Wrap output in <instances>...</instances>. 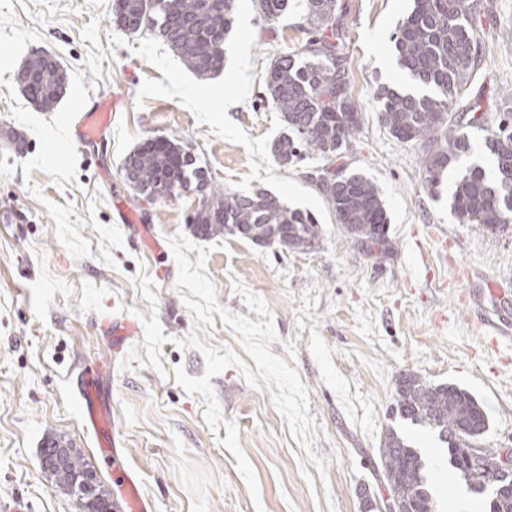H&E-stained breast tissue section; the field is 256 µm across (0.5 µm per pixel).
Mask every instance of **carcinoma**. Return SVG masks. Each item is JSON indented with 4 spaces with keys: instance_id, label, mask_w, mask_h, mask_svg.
<instances>
[{
    "instance_id": "1",
    "label": "carcinoma",
    "mask_w": 512,
    "mask_h": 512,
    "mask_svg": "<svg viewBox=\"0 0 512 512\" xmlns=\"http://www.w3.org/2000/svg\"><path fill=\"white\" fill-rule=\"evenodd\" d=\"M303 20L313 39L299 51L277 55L267 76V101L279 112L287 133L277 139L272 152L286 167L308 155L331 159L358 128V107L351 97L346 33L337 22V0H302ZM259 16L276 21L289 0H255ZM472 0H414L406 20L393 36L397 64L413 89L377 88L381 120L398 140L428 144L425 184L439 194L448 170L456 171L451 209L463 224L498 228L512 222V113H480L467 121L487 132L485 146L494 160V174L478 164L460 165L471 151L463 126L449 118V109L462 94L481 61ZM235 0H114L117 26L128 34H156L200 80L224 69V42L234 18ZM29 72L23 92L28 100L52 110L67 95L68 76L50 55H31L24 64ZM127 184L140 194L160 199L200 175L189 170L188 155L170 140L145 143L125 159ZM339 224H354L356 242L370 237L373 224H387L381 190L369 177L336 169V179L325 189ZM195 223L204 236L223 232L251 241H281L288 226L285 248L311 246L319 225L308 213L291 209L273 194L258 189L248 194L209 190L196 213ZM400 418L438 431L448 445L449 464L475 493L465 461L466 441L482 439L488 416L467 390L454 384H435L416 374L400 377L396 407ZM52 484L74 497L76 512H88L73 479L93 471L76 449H44ZM378 460L387 490L403 503L405 512H435L426 489L425 467L419 453L393 429H388ZM489 512H512V474L493 477Z\"/></svg>"
}]
</instances>
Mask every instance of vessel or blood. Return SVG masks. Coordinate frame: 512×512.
I'll return each instance as SVG.
<instances>
[{
	"mask_svg": "<svg viewBox=\"0 0 512 512\" xmlns=\"http://www.w3.org/2000/svg\"><path fill=\"white\" fill-rule=\"evenodd\" d=\"M120 96L90 94L81 102L77 114L66 121V137L69 143L81 147L100 139L110 128L112 114L120 107ZM100 336L113 349H122L125 342L135 336L134 322L120 320L110 314H101L96 323ZM109 377L102 367L83 370L76 380L81 417L86 429L96 437L104 457L114 462L112 468L113 512H156V505L140 489V476L125 465V448L111 422L112 405L106 389Z\"/></svg>",
	"mask_w": 512,
	"mask_h": 512,
	"instance_id": "1",
	"label": "vessel or blood"
}]
</instances>
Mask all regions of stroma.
Returning <instances> with one entry per match:
<instances>
[{"mask_svg": "<svg viewBox=\"0 0 512 512\" xmlns=\"http://www.w3.org/2000/svg\"><path fill=\"white\" fill-rule=\"evenodd\" d=\"M113 0H0V501L25 498L31 512H75L43 472L42 439L57 435L111 484L97 440L86 430L72 379L100 361L112 376L113 424L126 463L157 512H364L367 494L384 495L373 472L387 428L421 454L437 512H448V450L437 433L393 414L398 378L414 373L468 390L484 407L488 448H512V224H463L450 210L453 176L442 193L425 186L421 143L394 138L379 119L378 85L400 70L391 37L413 0H338L348 39L350 88L361 113L357 131L332 161L312 156L282 167L271 146L286 127L266 101V72L278 54L309 38L302 9L266 24L254 0H236L223 71L199 81L156 35L113 23ZM483 60L450 108L473 104L512 112V0H479ZM46 51L66 70V97L50 112L31 103L15 76ZM121 95L123 105L101 144L67 148L63 120L86 93ZM181 144L211 186L263 189L315 216L320 237L303 250L263 246L222 233L200 236L195 186L154 202L123 178L126 156L152 138ZM60 147L46 165L49 146ZM377 183L391 252L367 256L337 224L317 176L325 164ZM123 206L148 224L163 253L153 254L117 220ZM208 248L206 273L220 305L258 321L234 282L260 296L279 335L274 355L292 363L309 390L317 438L305 453L267 388L229 367L211 384L221 411L204 421L200 394L175 381L184 367L205 371L203 354L184 349L190 332L209 346L240 351L222 320L195 325L176 288L175 236ZM189 252L190 260L198 254ZM500 295L489 299V286ZM139 321L155 315L167 335L162 370L126 367L96 334L102 312ZM327 461L318 471L311 455Z\"/></svg>", "mask_w": 512, "mask_h": 512, "instance_id": "stroma-1", "label": "stroma"}]
</instances>
